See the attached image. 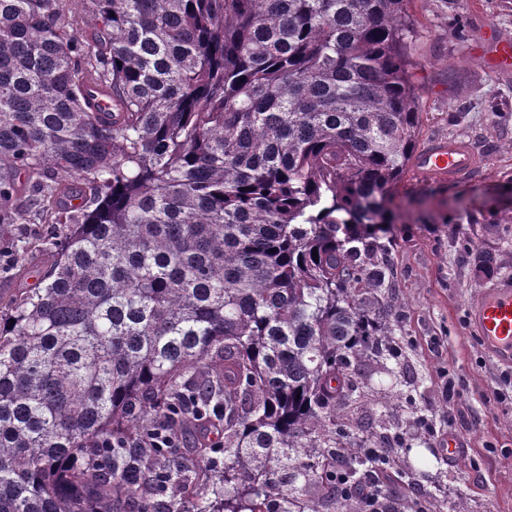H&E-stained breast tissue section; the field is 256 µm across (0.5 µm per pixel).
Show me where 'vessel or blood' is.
I'll return each instance as SVG.
<instances>
[{
    "label": "vessel or blood",
    "mask_w": 512,
    "mask_h": 512,
    "mask_svg": "<svg viewBox=\"0 0 512 512\" xmlns=\"http://www.w3.org/2000/svg\"><path fill=\"white\" fill-rule=\"evenodd\" d=\"M498 74L512 73V42L487 35L484 42L466 48ZM477 155L465 143L439 141L419 150L412 173L432 184H451L475 170ZM470 320L484 346L497 360L512 363V286L502 285L482 294L469 307Z\"/></svg>",
    "instance_id": "1"
}]
</instances>
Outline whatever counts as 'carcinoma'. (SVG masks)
<instances>
[{
  "instance_id": "carcinoma-1",
  "label": "carcinoma",
  "mask_w": 512,
  "mask_h": 512,
  "mask_svg": "<svg viewBox=\"0 0 512 512\" xmlns=\"http://www.w3.org/2000/svg\"><path fill=\"white\" fill-rule=\"evenodd\" d=\"M409 3L0 0V512H444L365 391Z\"/></svg>"
}]
</instances>
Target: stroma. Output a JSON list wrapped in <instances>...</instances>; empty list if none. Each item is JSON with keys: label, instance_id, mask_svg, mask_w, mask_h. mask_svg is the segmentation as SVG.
Here are the masks:
<instances>
[{"label": "stroma", "instance_id": "35a3bbf8", "mask_svg": "<svg viewBox=\"0 0 512 512\" xmlns=\"http://www.w3.org/2000/svg\"><path fill=\"white\" fill-rule=\"evenodd\" d=\"M410 12L423 87L420 142L468 143L482 164L455 184L425 185L408 175L394 192L395 297L415 404L393 405L385 418L399 427L415 412L429 419V434L398 455L449 512L461 503L468 512H512V367L484 350L468 320L473 298L512 282V224L493 221L512 208V75H495L464 52L491 27L512 40V0H412ZM460 240L495 255L496 266L463 261ZM448 374L459 380L451 400L444 394Z\"/></svg>", "mask_w": 512, "mask_h": 512}]
</instances>
